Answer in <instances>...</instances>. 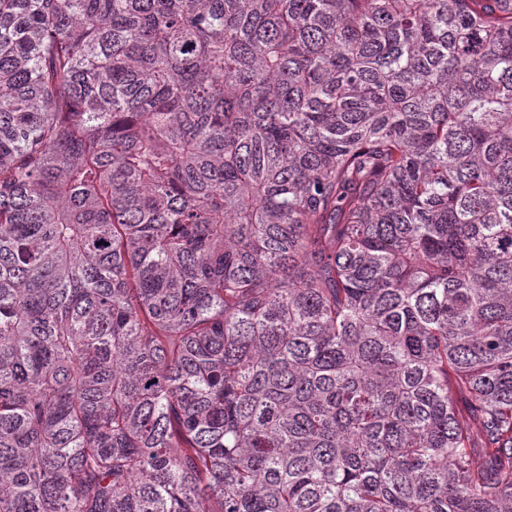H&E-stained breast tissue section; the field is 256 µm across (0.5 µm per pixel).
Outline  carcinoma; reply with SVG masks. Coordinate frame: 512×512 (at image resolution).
Returning a JSON list of instances; mask_svg holds the SVG:
<instances>
[{
	"label": "carcinoma",
	"mask_w": 512,
	"mask_h": 512,
	"mask_svg": "<svg viewBox=\"0 0 512 512\" xmlns=\"http://www.w3.org/2000/svg\"><path fill=\"white\" fill-rule=\"evenodd\" d=\"M0 512H512V0H0Z\"/></svg>",
	"instance_id": "1"
}]
</instances>
